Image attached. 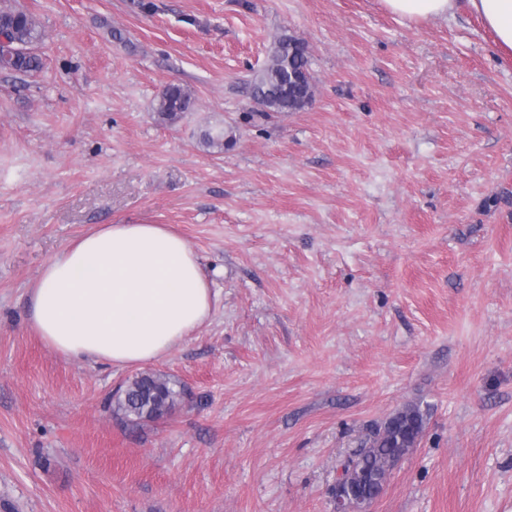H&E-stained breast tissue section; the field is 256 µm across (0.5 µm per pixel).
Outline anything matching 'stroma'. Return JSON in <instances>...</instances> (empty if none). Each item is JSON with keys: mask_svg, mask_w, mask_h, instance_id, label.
<instances>
[{"mask_svg": "<svg viewBox=\"0 0 512 512\" xmlns=\"http://www.w3.org/2000/svg\"><path fill=\"white\" fill-rule=\"evenodd\" d=\"M15 3L44 67L0 70V512H335L342 462L407 405L425 428L372 512H512V55L482 21ZM284 32L314 98L264 112ZM171 83L196 105L164 121ZM101 224L169 226L213 279L210 317L139 369L26 326L45 264ZM141 370L182 397L131 425L110 401Z\"/></svg>", "mask_w": 512, "mask_h": 512, "instance_id": "35a3bbf8", "label": "stroma"}]
</instances>
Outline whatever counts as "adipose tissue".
<instances>
[{
	"label": "adipose tissue",
	"instance_id": "adipose-tissue-1",
	"mask_svg": "<svg viewBox=\"0 0 512 512\" xmlns=\"http://www.w3.org/2000/svg\"><path fill=\"white\" fill-rule=\"evenodd\" d=\"M410 21L459 4L512 52V0H381ZM213 292L188 242L162 224H105L71 241L30 291L29 326L70 360L120 367L159 361L206 321Z\"/></svg>",
	"mask_w": 512,
	"mask_h": 512
}]
</instances>
